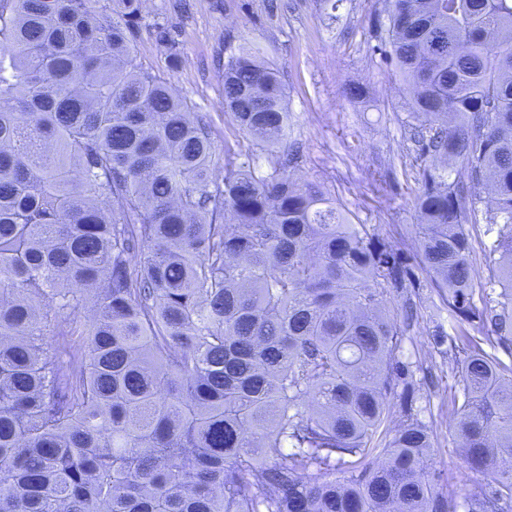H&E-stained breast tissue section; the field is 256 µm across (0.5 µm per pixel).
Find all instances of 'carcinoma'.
<instances>
[{
  "label": "carcinoma",
  "instance_id": "1",
  "mask_svg": "<svg viewBox=\"0 0 512 512\" xmlns=\"http://www.w3.org/2000/svg\"><path fill=\"white\" fill-rule=\"evenodd\" d=\"M383 2L421 160L409 248L295 177L260 51L224 66L256 149L220 176L205 122L136 63L144 0H0V512H512L491 352L512 335V0ZM482 203L502 291L480 308ZM428 286L481 477L464 496L428 424L390 426Z\"/></svg>",
  "mask_w": 512,
  "mask_h": 512
}]
</instances>
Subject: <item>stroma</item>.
<instances>
[{
    "instance_id": "1",
    "label": "stroma",
    "mask_w": 512,
    "mask_h": 512,
    "mask_svg": "<svg viewBox=\"0 0 512 512\" xmlns=\"http://www.w3.org/2000/svg\"><path fill=\"white\" fill-rule=\"evenodd\" d=\"M384 19L379 0H147L136 62L170 80L209 124L220 169L225 144L253 145L224 112V64L239 47L261 49L286 86L288 143L299 153L296 177L336 197L355 223L406 246L416 235L417 147L409 138L400 78L379 49ZM173 52L179 58L174 68ZM352 84L368 88L365 101L349 99ZM466 232L480 306L495 279L488 259L495 236L481 220ZM416 306L418 318L397 358L419 367L409 401L433 428L434 469L465 493L476 477L457 450L448 416L459 388L448 359L453 324L432 289H421Z\"/></svg>"
}]
</instances>
